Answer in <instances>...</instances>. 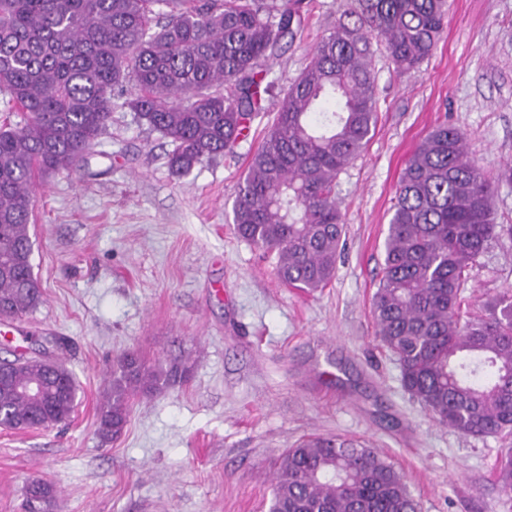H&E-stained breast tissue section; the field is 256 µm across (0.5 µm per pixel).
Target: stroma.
Segmentation results:
<instances>
[{
  "label": "stroma",
  "instance_id": "obj_1",
  "mask_svg": "<svg viewBox=\"0 0 512 512\" xmlns=\"http://www.w3.org/2000/svg\"><path fill=\"white\" fill-rule=\"evenodd\" d=\"M302 39L269 60L280 84L310 62L344 0H313ZM377 72L378 122L340 174L345 224L332 282L285 286L273 257L239 238L232 204L278 110L270 99L235 153L185 176L170 144L115 110L90 163L37 179L30 225L39 307L0 325V359L62 358L77 385L65 426L0 429V512H23L29 478L56 512H269L277 458L307 436L355 440L404 475L420 512H512L493 471L505 445L442 426L406 392L376 340L372 296L400 174L439 123L460 125L512 225V0H448L442 40L418 69ZM512 293V235L473 266L466 304ZM188 360L189 379L134 402L123 435L98 433L114 359Z\"/></svg>",
  "mask_w": 512,
  "mask_h": 512
}]
</instances>
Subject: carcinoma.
<instances>
[{
    "label": "carcinoma",
    "instance_id": "1",
    "mask_svg": "<svg viewBox=\"0 0 512 512\" xmlns=\"http://www.w3.org/2000/svg\"><path fill=\"white\" fill-rule=\"evenodd\" d=\"M447 0H346L336 26L289 85L266 62L301 35L304 0H0V94L23 121L0 125V319L35 310L32 187L69 172L120 108L173 145L177 176L234 152L263 102L279 109L233 204L239 237L275 258L290 288L316 292L336 272L343 220L336 179L378 121L373 44L400 72L444 32ZM492 182L459 126H437L403 169L372 312L401 384L440 423L475 437L512 436V295L466 316L469 269L512 226L495 223ZM0 428L70 421L77 385L58 358H3ZM187 362L115 361L98 413L120 438L130 407L184 381ZM499 480L512 493V450ZM54 487L32 478L25 512H53ZM270 512H418L394 465L365 444L308 437L281 457Z\"/></svg>",
    "mask_w": 512,
    "mask_h": 512
}]
</instances>
